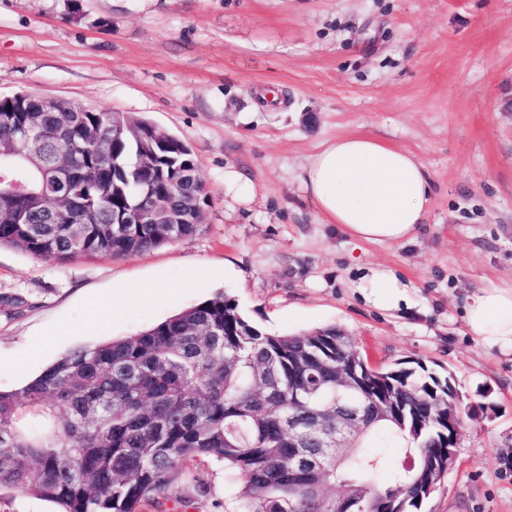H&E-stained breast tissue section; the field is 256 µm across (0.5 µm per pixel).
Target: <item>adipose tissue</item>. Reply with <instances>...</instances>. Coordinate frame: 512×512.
Listing matches in <instances>:
<instances>
[{
  "label": "adipose tissue",
  "mask_w": 512,
  "mask_h": 512,
  "mask_svg": "<svg viewBox=\"0 0 512 512\" xmlns=\"http://www.w3.org/2000/svg\"><path fill=\"white\" fill-rule=\"evenodd\" d=\"M300 179L325 223L361 240L409 239L429 213L432 181L425 166L372 137L329 141ZM466 324L475 338L512 354V289H480L467 306Z\"/></svg>",
  "instance_id": "adipose-tissue-1"
}]
</instances>
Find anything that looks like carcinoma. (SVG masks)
Returning <instances> with one entry per match:
<instances>
[{
	"label": "carcinoma",
	"mask_w": 512,
	"mask_h": 512,
	"mask_svg": "<svg viewBox=\"0 0 512 512\" xmlns=\"http://www.w3.org/2000/svg\"><path fill=\"white\" fill-rule=\"evenodd\" d=\"M42 99L25 92L15 111H0V173L32 190H0V245L67 264L201 232L209 198L187 143L147 120L70 100L43 112ZM27 120L40 125V143L26 140ZM147 189L183 223H112ZM55 196L66 207L45 223V199ZM17 214L27 223H13ZM336 332L263 333L217 294L138 334L69 350L20 389L0 391V488L57 512H159L174 483H198V466L219 461L241 480V512H328L337 487L341 512H421L448 474V435L485 407H463L453 376L420 359L371 369L352 338ZM341 366L358 384L345 404L394 396L403 414L375 420L351 448L325 449L317 472L293 480L288 418L332 434ZM388 446L404 464L385 476L375 449Z\"/></svg>",
	"instance_id": "1"
}]
</instances>
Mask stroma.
<instances>
[{
  "label": "stroma",
  "instance_id": "1",
  "mask_svg": "<svg viewBox=\"0 0 512 512\" xmlns=\"http://www.w3.org/2000/svg\"><path fill=\"white\" fill-rule=\"evenodd\" d=\"M22 91L176 135L210 202L196 237L122 258L60 265L0 246V390L221 293L266 333L333 325L373 366L451 372L463 403L491 410L466 420L424 512H512V356L465 321L478 289L512 288V0H0V96ZM347 135L426 166L412 239L323 223L299 174ZM228 167L251 199L228 194ZM383 272L405 288L388 310L370 301ZM201 477L215 512H238L223 464Z\"/></svg>",
  "mask_w": 512,
  "mask_h": 512
}]
</instances>
